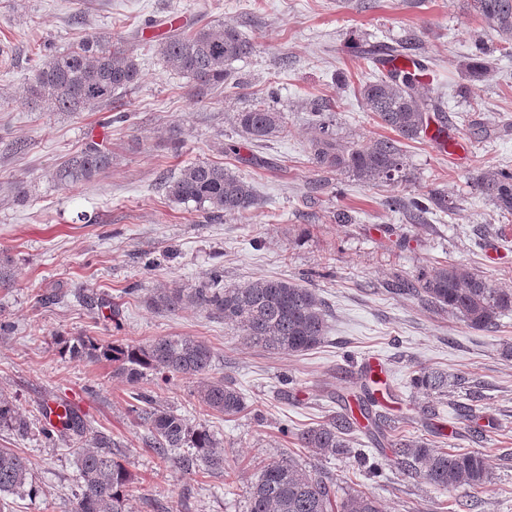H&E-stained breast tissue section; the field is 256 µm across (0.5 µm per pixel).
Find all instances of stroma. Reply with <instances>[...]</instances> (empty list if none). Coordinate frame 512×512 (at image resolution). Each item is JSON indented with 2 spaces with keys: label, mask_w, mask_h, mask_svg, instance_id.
<instances>
[{
  "label": "stroma",
  "mask_w": 512,
  "mask_h": 512,
  "mask_svg": "<svg viewBox=\"0 0 512 512\" xmlns=\"http://www.w3.org/2000/svg\"><path fill=\"white\" fill-rule=\"evenodd\" d=\"M173 16L188 31L236 26L253 50L229 63L226 83L198 95L156 47L139 49L140 79L115 101L129 115L124 123L104 112H50L26 99L46 51L73 48L91 32L128 40L145 20ZM479 36L492 71L468 83L464 66ZM353 37L411 44L431 70L426 90L467 148L463 164L424 139L405 145L401 184L334 173L312 189V108H323L341 140L367 145L389 134L363 108L358 89L377 69L347 54ZM0 50L7 53L0 60V260L14 273L13 286L0 288V392L33 428L24 437L0 428V448L25 453L38 489L9 496L10 512H72L75 450L49 446L34 431L49 401L71 404L113 440L138 477L126 512H247L258 467L285 457L321 468L338 493L364 486L384 512H512V314L496 330L478 331L392 289L397 278L445 263L512 288V221L467 185L475 167L512 168V55L467 12L466 0H0ZM263 97L282 112L288 133L255 144L234 115ZM91 140L111 150V167L62 188L56 165ZM19 142L24 151H16ZM196 161L224 165L252 185L259 203L252 220L211 221L168 199L162 179ZM432 188L447 193L453 211L411 224L388 206L390 197ZM339 208L351 211L352 223L335 222ZM216 270L233 286L260 277L310 280L330 313L327 339L301 355L275 354L242 345L231 325L197 305L156 306L161 290H190ZM60 336L132 345L190 336L210 345L214 377L234 381L246 411L229 420L202 411L196 378L163 385L159 400L207 426L224 450L223 472L161 462L130 412L131 386L109 363L62 356ZM372 356L386 371L378 412L388 425L433 448L482 452L487 487L442 493L385 460L358 432L347 455L296 445L294 433L339 411ZM423 366L465 384L426 397L412 383ZM433 422L452 429L448 441L432 435Z\"/></svg>",
  "instance_id": "1"
}]
</instances>
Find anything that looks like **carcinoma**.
<instances>
[{
	"mask_svg": "<svg viewBox=\"0 0 512 512\" xmlns=\"http://www.w3.org/2000/svg\"><path fill=\"white\" fill-rule=\"evenodd\" d=\"M472 12L500 42L512 50V0H467ZM165 66L183 74L203 90L229 78V62L250 53L251 44L233 25H202L192 31L169 29L155 38ZM134 42L120 46L112 37L93 33L76 47L44 57L25 88L26 99L47 103L55 112H101L112 110V100L135 86L139 64ZM491 72L483 40L474 43L467 65L468 76L484 78ZM360 96L366 111L395 133L369 147L347 145L317 112L311 140L313 164L319 172L347 173L364 183L396 181L405 167L403 142L417 141L426 133L428 112L441 111L440 103L424 90L416 78L401 69L391 70L364 82ZM235 123L251 141H261L287 131L283 116L262 101L235 115ZM112 165V152L90 142L64 160L54 179L66 188L95 180ZM503 218L512 217V168H479L467 181ZM167 197L177 203L193 202L212 217L249 218L257 209L253 187L230 169L213 163H190L178 176L164 182ZM390 206L407 214L414 224H423L435 209L448 211V195L432 191L418 200L394 197ZM397 289L426 304L447 311L476 330L498 326L501 317L512 312V288L497 287L487 278L459 264H444L432 272L398 279ZM194 303L216 318L235 327L242 344L273 353L302 354L327 338L329 313L315 289L292 279L263 277L245 288L222 285L216 271L209 279L184 293L178 288L161 292L157 305L173 311ZM60 353L72 359L112 364L114 375L136 387L131 411L149 432V447L162 460L187 449L191 463L207 469L224 468V450L203 426H193L184 417L158 403L157 392L141 387L147 377L156 386L174 378L198 377L199 405L206 412L234 418L246 410V402L235 385L224 377L210 376L214 366L211 347L189 336L156 338L147 345H129L119 340L100 344L87 336L63 338ZM414 386L427 395L448 392V375L429 367L416 371ZM356 407L365 419L339 412L328 422L295 434L297 445L319 454L336 453L348 447V437L362 431L375 447L391 454L395 463L407 467L410 475L423 479L435 489L450 492L460 486L481 488L489 473L478 451L459 453L431 448L427 443L399 437L373 415L374 399L368 386L354 395ZM61 429L42 426L44 442H74L77 453L78 491L73 512H125V504L136 476L125 461L112 452L110 440L90 430L71 407L59 415ZM0 427L23 436L29 425L18 414L10 397L0 393ZM33 492L30 463L13 448H0V512L4 496L23 488ZM247 512H381L378 500L369 492L356 490L337 496L335 485L317 469H307L296 460L281 459L265 465L252 483Z\"/></svg>",
	"mask_w": 512,
	"mask_h": 512,
	"instance_id": "cac0c4a2",
	"label": "carcinoma"
}]
</instances>
